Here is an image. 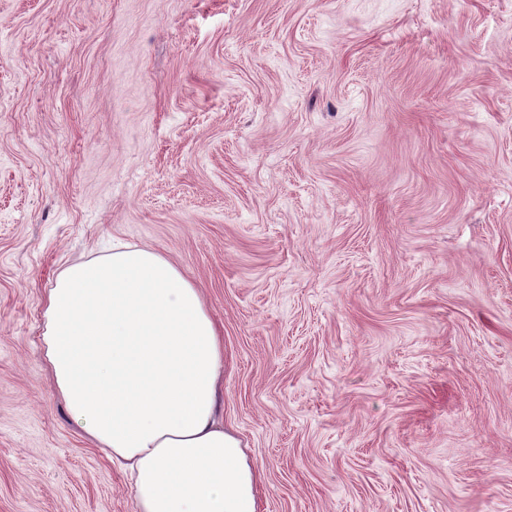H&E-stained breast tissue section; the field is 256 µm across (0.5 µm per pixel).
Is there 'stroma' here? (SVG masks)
<instances>
[{
    "label": "stroma",
    "mask_w": 512,
    "mask_h": 512,
    "mask_svg": "<svg viewBox=\"0 0 512 512\" xmlns=\"http://www.w3.org/2000/svg\"><path fill=\"white\" fill-rule=\"evenodd\" d=\"M148 246L256 512H512V0H0V512H137L42 299Z\"/></svg>",
    "instance_id": "1"
}]
</instances>
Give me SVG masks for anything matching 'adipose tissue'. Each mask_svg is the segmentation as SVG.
Here are the masks:
<instances>
[{"label": "adipose tissue", "instance_id": "ef3b65f1", "mask_svg": "<svg viewBox=\"0 0 512 512\" xmlns=\"http://www.w3.org/2000/svg\"><path fill=\"white\" fill-rule=\"evenodd\" d=\"M43 307L56 393L122 461L137 512H256L251 468L215 418L221 332L171 260L115 248L66 268Z\"/></svg>", "mask_w": 512, "mask_h": 512}]
</instances>
